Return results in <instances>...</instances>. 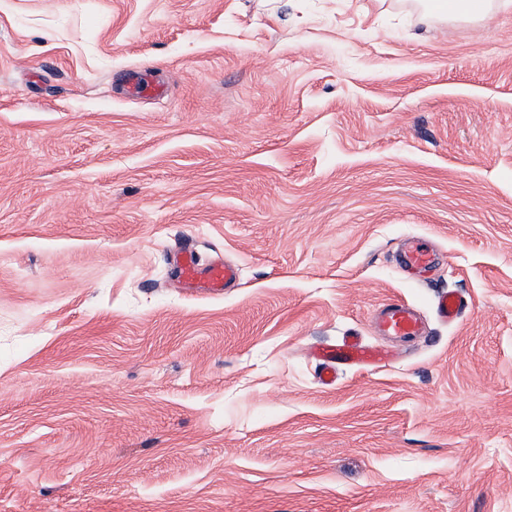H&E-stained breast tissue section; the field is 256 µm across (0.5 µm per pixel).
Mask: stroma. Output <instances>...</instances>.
I'll use <instances>...</instances> for the list:
<instances>
[{
	"label": "stroma",
	"instance_id": "1",
	"mask_svg": "<svg viewBox=\"0 0 512 512\" xmlns=\"http://www.w3.org/2000/svg\"><path fill=\"white\" fill-rule=\"evenodd\" d=\"M494 10L0 0V512H512ZM185 245L239 282L188 292ZM391 298L426 335L319 383ZM398 263L407 271H423L435 263V254L425 241L410 238L399 251ZM462 307L461 297L453 292H444L438 297L435 313L442 322L456 324L460 318ZM389 350L373 348L357 336H350L336 343L323 347L318 352V359L324 365L321 380L330 385L335 381V369L331 363H343L371 366L387 359Z\"/></svg>",
	"mask_w": 512,
	"mask_h": 512
}]
</instances>
